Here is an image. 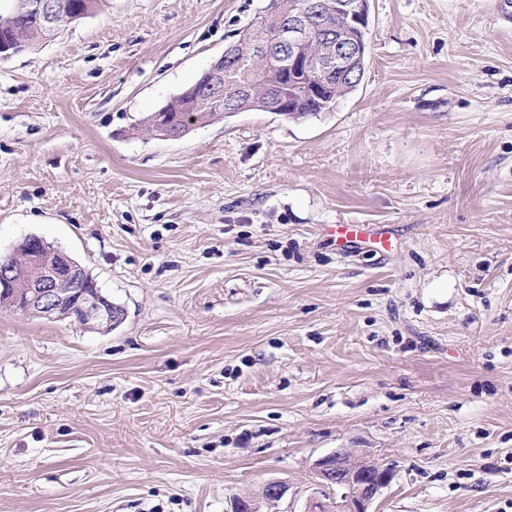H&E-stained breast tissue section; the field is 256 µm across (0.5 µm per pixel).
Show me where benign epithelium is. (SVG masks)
Segmentation results:
<instances>
[{"label": "benign epithelium", "mask_w": 512, "mask_h": 512, "mask_svg": "<svg viewBox=\"0 0 512 512\" xmlns=\"http://www.w3.org/2000/svg\"><path fill=\"white\" fill-rule=\"evenodd\" d=\"M26 10L41 18V33H53L83 15L70 11L66 0H24ZM337 15L333 27L326 16ZM264 26L272 29L267 40L242 33L203 74L201 91L193 105L203 112L254 110L255 79L265 90L261 109L282 113L286 104L317 96L337 75L359 83L366 49L351 30L369 24V0H309L298 7L293 0H269ZM261 58L256 77L224 83V72ZM182 127L158 119L152 134L179 139ZM0 293L9 296L15 309L33 317L57 319L78 310L83 323L99 329L112 324V302L96 288H89L85 271L65 252L50 251L38 236H27L14 254L0 262ZM393 477L373 455L345 449L316 461L313 492L304 512H372L371 506Z\"/></svg>", "instance_id": "obj_1"}]
</instances>
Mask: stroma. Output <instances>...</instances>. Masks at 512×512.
<instances>
[{
	"mask_svg": "<svg viewBox=\"0 0 512 512\" xmlns=\"http://www.w3.org/2000/svg\"><path fill=\"white\" fill-rule=\"evenodd\" d=\"M268 4L97 0L0 60V257L125 310L0 309V512H303L339 448L392 468L375 512H512V16L370 0L334 111L140 129ZM14 255L22 258L19 265L14 264ZM84 270L65 252L47 250L40 237L27 236L6 261L0 262V293L8 294L15 308L7 296H0V306L46 319L69 318L77 309L79 319L90 328L108 327L112 324V302L94 287L84 289L90 287ZM87 278L95 281L89 273ZM69 300L75 305L63 313ZM114 304L118 321L112 327L124 318L118 317L124 315L123 308Z\"/></svg>",
	"mask_w": 512,
	"mask_h": 512,
	"instance_id": "stroma-1",
	"label": "stroma"
}]
</instances>
